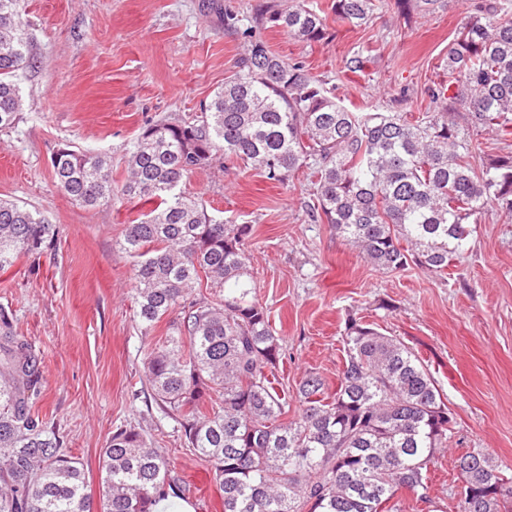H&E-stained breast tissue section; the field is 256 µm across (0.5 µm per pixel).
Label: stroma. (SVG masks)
<instances>
[{
    "label": "stroma",
    "instance_id": "stroma-1",
    "mask_svg": "<svg viewBox=\"0 0 512 512\" xmlns=\"http://www.w3.org/2000/svg\"><path fill=\"white\" fill-rule=\"evenodd\" d=\"M336 0H24L35 67L18 76L23 106L0 128V198L39 212L56 227L39 257L0 272V306L42 359L35 408L80 459L91 492L113 432L142 430L179 475L168 512H224L209 465L184 443L178 421L155 399L144 374L148 349L167 330L142 335L134 320L132 263L117 242L147 203L123 195L85 208L54 183L51 157L62 147L107 154L112 181L128 178L127 159L156 121L199 111L231 77L245 52L225 14L253 19L259 6L294 3L325 17L330 40L302 43L269 25L253 34L302 63L352 112L436 111L432 89L447 84L444 60L476 0H374L353 27ZM362 68L346 65L354 52ZM210 215L247 224L257 298L285 353L278 370L288 418L303 403L298 387L318 374L336 391L350 319L376 324L403 341L437 382L455 433L431 469L429 502L399 492L404 512H455L461 478L454 462L484 449L512 475V220L489 208L448 271L411 265L377 270L329 225L312 220L305 172L268 182L239 166H214L180 185Z\"/></svg>",
    "mask_w": 512,
    "mask_h": 512
}]
</instances>
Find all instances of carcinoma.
<instances>
[{"label": "carcinoma", "mask_w": 512, "mask_h": 512, "mask_svg": "<svg viewBox=\"0 0 512 512\" xmlns=\"http://www.w3.org/2000/svg\"><path fill=\"white\" fill-rule=\"evenodd\" d=\"M371 10L372 0H336V17L351 26ZM257 17L299 42L328 38L326 19L302 6L259 8ZM240 34L248 48L233 77L201 112L146 128L128 159L122 195L153 204L119 240L137 285L135 320L148 335L183 310L148 350L145 376L180 419L186 447L211 466L224 512H402V489L429 501L430 466L453 434L434 377L400 340L352 319L334 395L309 374L298 388L301 414L284 420L283 352L255 296L251 225L209 215L180 183L226 160L278 184L306 168L311 217L367 262L444 272L488 208L512 217V153L473 163L475 132L512 137V18L494 0L474 6L448 45V85L432 92L448 103L414 122L400 112L348 111L252 28ZM33 65L22 0H0V128L21 110L17 77ZM51 166L56 187L77 204L112 199L109 156L59 150ZM54 234L0 199V271L20 254H41ZM203 282L213 298L193 296ZM42 380L41 358L0 307V512H153L157 497L176 489L161 451L120 428L100 456L96 510L81 463L33 409ZM456 468V512H512V477L488 453L466 451ZM471 485L496 492L471 501Z\"/></svg>", "instance_id": "1"}]
</instances>
